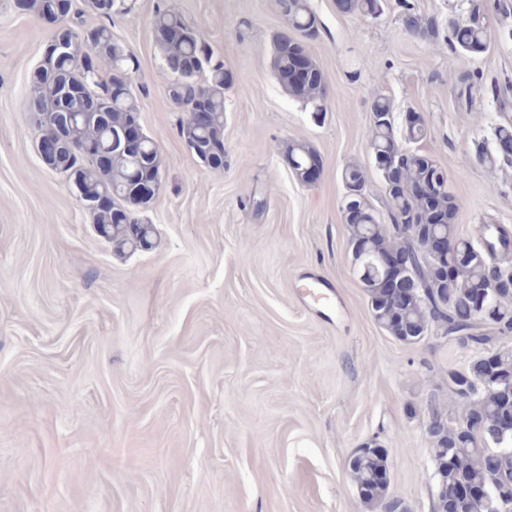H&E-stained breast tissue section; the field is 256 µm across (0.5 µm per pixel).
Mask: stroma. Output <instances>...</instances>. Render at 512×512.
I'll use <instances>...</instances> for the list:
<instances>
[{
	"instance_id": "35a3bbf8",
	"label": "stroma",
	"mask_w": 512,
	"mask_h": 512,
	"mask_svg": "<svg viewBox=\"0 0 512 512\" xmlns=\"http://www.w3.org/2000/svg\"><path fill=\"white\" fill-rule=\"evenodd\" d=\"M112 30L139 62L133 90L160 148L162 193L145 211L152 249L119 253L35 151L28 75L55 26L0 0V512H369L349 476L355 448L388 451L390 494L432 512L424 424L462 414L449 368L475 353L395 340L375 323L343 222L342 170L385 192L368 152L374 101L417 112V150L450 178L456 229H512V163L488 165L512 126V0H488L498 39L480 56L448 42L470 0H382L375 18L310 0L307 50L323 73L315 117L282 90L275 0H127ZM170 8L204 29L230 74L224 169L178 134L151 20ZM420 33H410L407 17ZM474 76L460 105V72ZM310 143L301 184L289 143ZM263 208H255V201ZM328 285L315 301L313 281Z\"/></svg>"
}]
</instances>
